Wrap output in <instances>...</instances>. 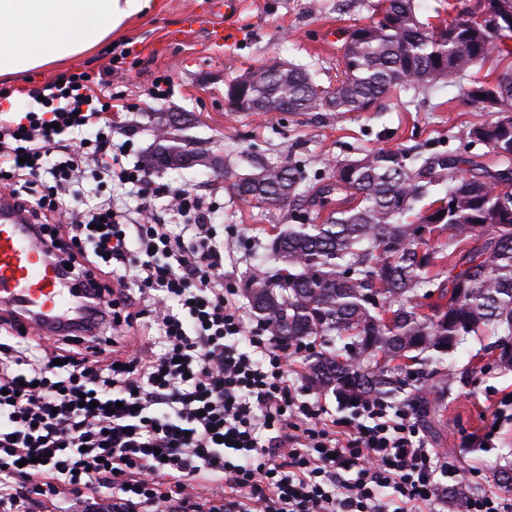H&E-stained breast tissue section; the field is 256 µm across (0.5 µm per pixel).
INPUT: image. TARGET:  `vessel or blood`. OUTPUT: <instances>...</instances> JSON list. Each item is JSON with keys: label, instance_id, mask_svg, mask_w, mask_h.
<instances>
[{"label": "vessel or blood", "instance_id": "1", "mask_svg": "<svg viewBox=\"0 0 512 512\" xmlns=\"http://www.w3.org/2000/svg\"><path fill=\"white\" fill-rule=\"evenodd\" d=\"M51 246L7 194L0 196V315L44 337L95 334L98 299L50 258Z\"/></svg>", "mask_w": 512, "mask_h": 512}]
</instances>
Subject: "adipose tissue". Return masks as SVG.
Masks as SVG:
<instances>
[{
	"label": "adipose tissue",
	"mask_w": 512,
	"mask_h": 512,
	"mask_svg": "<svg viewBox=\"0 0 512 512\" xmlns=\"http://www.w3.org/2000/svg\"><path fill=\"white\" fill-rule=\"evenodd\" d=\"M155 0H0V78L79 56Z\"/></svg>",
	"instance_id": "ef3b65f1"
}]
</instances>
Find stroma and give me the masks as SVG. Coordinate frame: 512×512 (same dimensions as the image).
I'll list each match as a JSON object with an SVG mask.
<instances>
[{
  "instance_id": "stroma-1",
  "label": "stroma",
  "mask_w": 512,
  "mask_h": 512,
  "mask_svg": "<svg viewBox=\"0 0 512 512\" xmlns=\"http://www.w3.org/2000/svg\"><path fill=\"white\" fill-rule=\"evenodd\" d=\"M158 2V10L132 20L94 50L6 83L10 97L0 98V109L25 113L33 104L29 89L61 74L99 72L130 105L113 113L112 139L131 142L132 165L153 148L158 119L173 114L190 118L181 136L223 156L225 166L240 174L250 171L242 160L250 151L271 162L303 161L311 179L326 182L334 181L337 167L381 149L439 151L477 161L490 157L487 145L461 140L459 131L475 121L496 120V113L471 105L466 91L472 78L499 74L512 63L499 53L475 67L472 77L443 80L420 92L400 87L369 111L340 118L332 112H234L225 99L228 84L275 60L307 68L322 87L335 86L343 73L345 33L373 18L367 0H243L241 11L228 20L211 14L212 0ZM191 9L206 21L194 39L177 40L174 34ZM227 23L236 31L235 44L213 47L211 28ZM165 75L172 78L168 95L151 99L153 81ZM151 180L162 188L154 201L157 211L170 207V192L179 188L197 192L214 207L224 284L237 289L239 305H246V278L275 269L267 244L292 217L263 215L239 201L223 177L203 167L157 171ZM495 342L490 334L466 337L448 360L455 381L445 390L427 382L439 425L426 439L438 456L462 471L459 492L491 491L512 498V488L499 479L502 467H512V420L499 418L502 397L512 394V367L498 362ZM495 421L501 431L494 447H480L479 436Z\"/></svg>"
}]
</instances>
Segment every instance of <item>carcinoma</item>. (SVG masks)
<instances>
[{
  "label": "carcinoma",
  "instance_id": "obj_1",
  "mask_svg": "<svg viewBox=\"0 0 512 512\" xmlns=\"http://www.w3.org/2000/svg\"><path fill=\"white\" fill-rule=\"evenodd\" d=\"M390 16L384 26L350 30L343 47L344 79L319 88L303 67L285 72L261 67L248 72L249 109L255 112H366L403 84L426 88L463 78L495 49L499 39L469 23L462 13L440 29L421 19L416 0H376L371 10ZM471 102L498 114L493 122L467 125L463 135L492 148L491 160L470 162L446 153L409 158L401 149L361 158L363 165L319 185L312 206L332 203L348 191L358 204L338 209L320 224H290L268 244L282 267L245 284L258 320L284 345L321 339L343 343V352L319 353L309 364L311 380L346 395L396 398L411 365L444 368L461 341L489 329L512 338V210L500 204L499 188L512 183V68L492 82L475 81ZM261 173L234 176L232 193L268 215H277L302 194L301 162L257 161ZM446 186L441 201L414 222L405 220L433 187ZM431 224L433 241L417 237ZM490 228L489 236L480 231ZM449 264L440 281L434 269ZM408 405L423 425H432L430 401L414 387Z\"/></svg>",
  "mask_w": 512,
  "mask_h": 512
}]
</instances>
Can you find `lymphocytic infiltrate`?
Segmentation results:
<instances>
[{
  "label": "lymphocytic infiltrate",
  "instance_id": "1",
  "mask_svg": "<svg viewBox=\"0 0 512 512\" xmlns=\"http://www.w3.org/2000/svg\"><path fill=\"white\" fill-rule=\"evenodd\" d=\"M24 123L0 122V184L97 290L98 333L42 336L0 326V512H435L457 468L428 448L409 409L306 399L275 338L247 330L204 200L172 193L191 242L143 202L104 200L65 216L85 176L152 187L112 141L111 86L89 72L39 91ZM94 128L78 147L65 135ZM148 319L147 347L118 337Z\"/></svg>",
  "mask_w": 512,
  "mask_h": 512
}]
</instances>
